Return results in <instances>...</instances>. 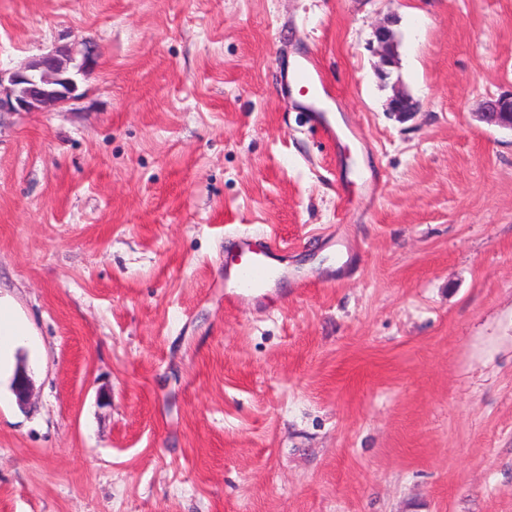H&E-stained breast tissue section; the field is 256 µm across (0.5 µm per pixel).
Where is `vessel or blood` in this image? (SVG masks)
<instances>
[{
  "label": "vessel or blood",
  "instance_id": "obj_1",
  "mask_svg": "<svg viewBox=\"0 0 512 512\" xmlns=\"http://www.w3.org/2000/svg\"><path fill=\"white\" fill-rule=\"evenodd\" d=\"M295 81L306 84L311 92H318L321 78L315 60L299 64L294 72ZM277 244L272 238L258 239L240 234L224 242V285L228 289L229 304L245 301L267 287L273 276L270 253Z\"/></svg>",
  "mask_w": 512,
  "mask_h": 512
}]
</instances>
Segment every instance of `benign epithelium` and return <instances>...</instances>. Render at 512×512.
Returning a JSON list of instances; mask_svg holds the SVG:
<instances>
[{
  "instance_id": "benign-epithelium-1",
  "label": "benign epithelium",
  "mask_w": 512,
  "mask_h": 512,
  "mask_svg": "<svg viewBox=\"0 0 512 512\" xmlns=\"http://www.w3.org/2000/svg\"><path fill=\"white\" fill-rule=\"evenodd\" d=\"M380 62L376 75L384 85L389 83L392 68L397 65L395 34L384 23L374 30ZM93 68V60L85 56L76 60L75 51L67 45H55L24 66L7 74L0 71V112H34L67 106L77 101L81 81ZM387 110L406 120L415 112V103L406 94L396 91L389 98ZM478 118L488 125L512 130V93L483 102ZM19 404L32 396V383L20 372L13 382Z\"/></svg>"
}]
</instances>
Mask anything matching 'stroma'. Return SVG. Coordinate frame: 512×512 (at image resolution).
Wrapping results in <instances>:
<instances>
[{"mask_svg": "<svg viewBox=\"0 0 512 512\" xmlns=\"http://www.w3.org/2000/svg\"><path fill=\"white\" fill-rule=\"evenodd\" d=\"M57 42L82 98L0 112V512H512V0H0V69ZM374 38L380 52L376 75L383 85H387L392 76L391 69L397 65L395 34L389 24L384 23L374 30ZM293 78L295 81L304 83L311 90V95L315 98L319 92L317 80L321 82L320 68L314 59H310L307 63H302L295 69ZM477 115L488 125L512 130V92L485 100ZM276 248V242L267 236L257 239L240 234L225 240L224 288H230L226 297L229 304L244 302L267 287L273 277L270 253ZM23 336H26L25 324L13 316L0 298V366L12 345Z\"/></svg>", "mask_w": 512, "mask_h": 512, "instance_id": "1", "label": "stroma"}]
</instances>
